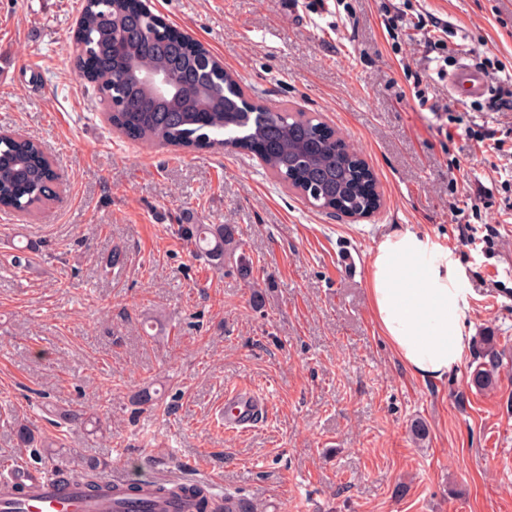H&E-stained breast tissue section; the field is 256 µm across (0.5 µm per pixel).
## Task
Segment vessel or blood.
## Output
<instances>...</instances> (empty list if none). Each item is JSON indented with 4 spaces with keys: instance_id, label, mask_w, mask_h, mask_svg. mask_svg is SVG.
<instances>
[{
    "instance_id": "vessel-or-blood-1",
    "label": "vessel or blood",
    "mask_w": 512,
    "mask_h": 512,
    "mask_svg": "<svg viewBox=\"0 0 512 512\" xmlns=\"http://www.w3.org/2000/svg\"><path fill=\"white\" fill-rule=\"evenodd\" d=\"M448 88L458 100L484 96L488 91L486 78L476 70L462 66L448 76ZM265 408L263 397L255 390H239L230 394L222 416L225 430H242L251 427ZM170 477L156 474L145 478H131L119 472L111 479L118 494L109 499L93 498L79 485H64L51 476L36 470L7 471L0 473V484L17 487L15 495L0 498V512H125L127 504L120 496L121 489L136 487V497L146 502L156 512H197L196 497L181 494L157 499L159 487L173 485Z\"/></svg>"
}]
</instances>
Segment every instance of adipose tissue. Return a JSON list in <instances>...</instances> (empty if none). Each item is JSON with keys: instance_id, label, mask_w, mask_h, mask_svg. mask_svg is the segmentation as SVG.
Wrapping results in <instances>:
<instances>
[{"instance_id": "1", "label": "adipose tissue", "mask_w": 512, "mask_h": 512, "mask_svg": "<svg viewBox=\"0 0 512 512\" xmlns=\"http://www.w3.org/2000/svg\"><path fill=\"white\" fill-rule=\"evenodd\" d=\"M461 267L429 234H387L372 254L367 287L376 325L401 363L422 380H440L462 362L471 309Z\"/></svg>"}]
</instances>
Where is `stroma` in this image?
Masks as SVG:
<instances>
[{"label": "stroma", "instance_id": "stroma-1", "mask_svg": "<svg viewBox=\"0 0 512 512\" xmlns=\"http://www.w3.org/2000/svg\"><path fill=\"white\" fill-rule=\"evenodd\" d=\"M147 3L252 101L320 113L361 152L381 206L353 222L312 209L251 154L119 134L68 51L83 0H0V130L38 140L59 175L53 201L0 213V459L18 455L25 420L133 475L216 478L257 512H512V111L448 91L462 63L512 72V0ZM397 7L446 25L444 48L412 25L392 39L380 15ZM417 83L442 117L419 108ZM179 224L238 226L252 278L195 258ZM405 230L452 251L471 308L467 355L433 382L406 372L371 312L367 261ZM114 250L124 263L104 268ZM354 251L351 271L340 260ZM487 334L501 366L479 391L467 381ZM243 386L268 412L225 431L224 396ZM144 387L159 405L139 412ZM45 399L109 405L107 434L49 424Z\"/></svg>", "mask_w": 512, "mask_h": 512}]
</instances>
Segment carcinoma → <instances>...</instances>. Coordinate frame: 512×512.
Returning a JSON list of instances; mask_svg holds the SVG:
<instances>
[{
  "mask_svg": "<svg viewBox=\"0 0 512 512\" xmlns=\"http://www.w3.org/2000/svg\"><path fill=\"white\" fill-rule=\"evenodd\" d=\"M79 72L96 88L109 123L138 140L175 147L218 146L246 151L315 208L341 215L367 213L381 206L372 171L360 154L325 127L320 119L288 107H268L248 100L243 88L195 41L147 9L140 0H86L71 44ZM146 69L163 68L180 92L157 98L137 82L127 61ZM40 144L0 134V210L27 211L55 194L46 177ZM176 233L193 253L216 270L224 259L243 250L232 224H179ZM501 354L494 336L482 337L470 386H493ZM45 419L59 427H87L98 432L108 409L89 412L72 405L47 404ZM16 447L33 449L54 477L102 491L99 458L55 448L37 438L26 421L14 424ZM199 512H254L235 495L224 496V509L200 500Z\"/></svg>",
  "mask_w": 512,
  "mask_h": 512,
  "instance_id": "1",
  "label": "carcinoma"
}]
</instances>
